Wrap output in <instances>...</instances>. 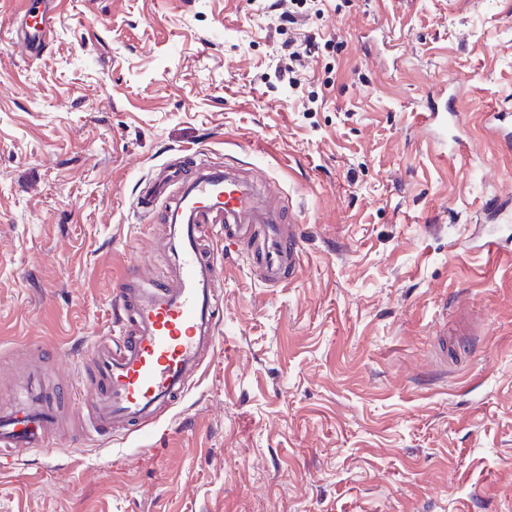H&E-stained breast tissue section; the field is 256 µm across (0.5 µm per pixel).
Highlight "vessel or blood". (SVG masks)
I'll use <instances>...</instances> for the list:
<instances>
[{"label": "vessel or blood", "mask_w": 512, "mask_h": 512, "mask_svg": "<svg viewBox=\"0 0 512 512\" xmlns=\"http://www.w3.org/2000/svg\"><path fill=\"white\" fill-rule=\"evenodd\" d=\"M56 23L54 0H28L13 47L38 53L52 40ZM423 120L443 130L461 123L447 81H440ZM138 205L146 214L160 209L171 230L163 250L176 263L147 278L129 274L116 285L119 333L97 337L87 349L94 380L86 393L92 407L80 427L86 442L145 430L160 409L185 397L215 349L223 271L204 236L219 237L244 254L270 287L292 279L300 265L297 225L231 172L212 169L177 187L167 178L156 181ZM56 392V384L35 377L21 401L0 407V464L12 461L16 449L49 447L58 421ZM71 394L76 401L86 395L77 388Z\"/></svg>", "instance_id": "vessel-or-blood-1"}]
</instances>
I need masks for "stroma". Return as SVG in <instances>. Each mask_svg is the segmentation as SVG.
I'll return each instance as SVG.
<instances>
[{
    "label": "stroma",
    "mask_w": 512,
    "mask_h": 512,
    "mask_svg": "<svg viewBox=\"0 0 512 512\" xmlns=\"http://www.w3.org/2000/svg\"><path fill=\"white\" fill-rule=\"evenodd\" d=\"M273 3L61 0L42 57L0 41V403L33 365L88 382L114 285L168 264L136 210L161 167L239 172L303 246L269 288L214 242L223 317L185 399L16 458L0 512H512V222L486 212L512 203V0ZM439 77L443 144L419 119ZM462 295L477 328L443 363ZM437 98L430 104L428 112L422 113L423 122L442 130L448 125L457 126L462 122V115L453 106V96L448 97V83L440 80Z\"/></svg>",
    "instance_id": "35a3bbf8"
}]
</instances>
